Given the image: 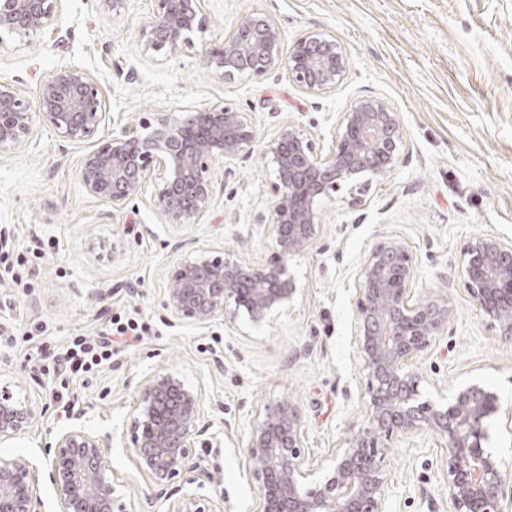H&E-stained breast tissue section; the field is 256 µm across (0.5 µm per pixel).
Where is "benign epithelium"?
Masks as SVG:
<instances>
[{
    "mask_svg": "<svg viewBox=\"0 0 512 512\" xmlns=\"http://www.w3.org/2000/svg\"><path fill=\"white\" fill-rule=\"evenodd\" d=\"M64 0H0V44L56 31ZM142 28L143 50L174 55L191 46L205 27L204 0H157ZM287 63L288 78L310 94L343 80L348 59L330 36L308 32L283 60L280 32L265 16H246L219 49L209 48L203 65L222 80L261 78ZM38 111L25 93L0 81V157L25 146L36 122L70 142L92 139L106 120L96 79L73 66L58 67L37 86ZM252 115L224 105H206L179 116L153 118L103 140L87 155L80 179L112 213L140 197L167 224H198L210 210L212 167L253 151ZM403 142L398 116L378 99H360L342 113L335 146L322 155L292 125L266 143L275 174L269 216L274 256L255 263L235 254L189 259L168 274L165 306L175 322L206 326L230 310H242L259 326L282 309L292 289L288 262L309 250L321 233L315 204L343 185L395 167ZM462 275L470 297L512 337V241L476 235L462 251ZM418 276L412 249L400 240L377 243L357 275V352L366 372L362 422L325 467L312 471L302 455L304 430L297 406L282 402L252 422L247 453L261 482L259 512H385L382 462L394 439L427 433L448 454V512H512L505 487L512 475L486 452L487 421L495 396L476 382L454 388L444 402L419 401L420 380L410 370L447 330L448 294L415 295ZM201 391L171 373L148 376L139 391L134 424L137 468L166 491L182 473L198 472L196 488L170 500L167 512H208L198 490L211 481L194 460L193 448L210 422ZM36 416L33 404L0 388V444L25 431ZM56 512H114L112 471L99 441L82 428L64 431L49 459ZM31 463L0 462V512H35Z\"/></svg>",
    "mask_w": 512,
    "mask_h": 512,
    "instance_id": "benign-epithelium-1",
    "label": "benign epithelium"
}]
</instances>
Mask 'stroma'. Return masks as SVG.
Returning a JSON list of instances; mask_svg holds the SVG:
<instances>
[{"instance_id":"stroma-1","label":"stroma","mask_w":512,"mask_h":512,"mask_svg":"<svg viewBox=\"0 0 512 512\" xmlns=\"http://www.w3.org/2000/svg\"><path fill=\"white\" fill-rule=\"evenodd\" d=\"M156 0H129L121 15L97 0H65L51 33L0 45V79L27 97L60 66L98 81L108 139L151 112H190L223 104L252 113L258 139L249 155L214 168L215 200L198 224L164 223L144 200L120 214L90 196L79 169L91 143H72L37 125L29 142L0 158V232L58 240L31 269L36 286L19 294L0 281V320L41 321L40 345L17 336L0 345V387L29 396L36 418L0 444V459L38 466L39 512H54L46 451L67 427L95 436L112 467L125 512H166L139 473L133 418L143 380L179 375L202 393L211 427L195 454L212 475L201 493L220 512H257L260 482L246 452L251 423L271 405H297L307 465L327 463L362 418L366 378L357 353L356 273L380 241L400 239L418 261L415 293L445 289L448 330L413 364L422 399L436 401L477 381L497 398L486 448L512 472V338L471 299L461 251L476 235L512 240V0H205L206 26L174 55L144 52L138 32ZM278 25L282 49L317 31L349 61L334 89L310 94L281 66L265 76L224 81L204 69L205 50L223 43L241 17ZM362 98L384 101L403 131L401 155L385 176L342 188L316 204L321 235L289 264L295 291L260 327L246 315L210 326L171 323L164 306L169 271L186 258L232 250L250 261L272 254L271 225L255 222L274 198L263 148L291 124L319 153L331 149L342 112ZM147 319L141 343L113 356L100 374L71 383L75 404L61 415L53 354L75 334L95 335L106 312ZM448 456L428 435L392 441L383 462L387 512H448Z\"/></svg>"}]
</instances>
